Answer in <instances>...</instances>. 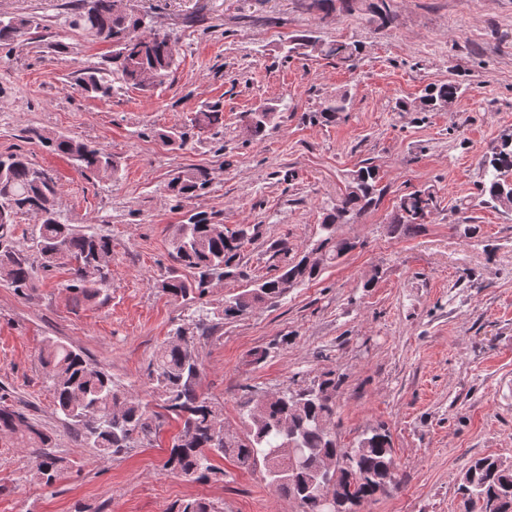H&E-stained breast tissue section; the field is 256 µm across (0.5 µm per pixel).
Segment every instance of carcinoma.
Here are the masks:
<instances>
[{
  "label": "carcinoma",
  "mask_w": 512,
  "mask_h": 512,
  "mask_svg": "<svg viewBox=\"0 0 512 512\" xmlns=\"http://www.w3.org/2000/svg\"><path fill=\"white\" fill-rule=\"evenodd\" d=\"M355 0H309L308 8L326 18L347 11ZM392 0L369 4L367 22L378 28L392 24ZM69 26L81 29L112 44V71L89 68L83 72L81 87L94 97L109 100L127 86L149 92L161 85L176 64L171 35L153 30L143 34L144 17L121 8L119 0H77L67 18ZM40 26L36 16H0V47L19 45L31 30ZM316 53L325 58L352 62L360 54L356 44L324 41L303 35L290 41L286 56ZM460 86L454 82L432 83L419 97L423 112L442 111L458 98ZM348 111L347 95L325 101L320 117L335 121ZM192 128L202 134L224 127L223 112L208 106L195 113ZM165 144L184 146L189 133L180 127L157 132ZM29 138L57 154L78 163L106 181L120 178V164L100 145L62 132L29 130ZM209 182L203 168L173 172L168 189L182 204ZM481 202L507 213L512 210V136L492 146L482 162L477 184ZM383 188L374 166L365 163L351 171L346 192L322 207L318 239L298 252L282 240L275 251V274L255 279L250 287L211 305L207 300L214 282L247 277L242 265L246 248L259 234L257 224H237L231 230L211 223V216L196 212L177 225L171 240V258L176 267L158 287L161 291L197 305V318L177 325L155 350L147 378L158 406L181 422V431L164 463L165 469L190 479H219L223 471L214 457L226 455L243 467L263 462L269 483L286 496L299 501L300 512H325L322 495L340 492L337 512H355V507L372 500L400 483L392 454L391 437L378 427L365 433L352 448H345L333 432L336 390L340 379L328 370L306 388H286L255 396L244 387L242 419L246 427L243 442L224 441V406L198 391L200 361L198 345L220 323L241 319L257 308L273 304L292 289L317 279L329 265L351 253L358 241L337 235L340 224L357 223L379 202ZM57 184L48 170L31 163L20 152L0 154V276L14 292L26 295L34 288L38 270L66 265L71 278L66 285L75 297L93 301L106 294L111 271L106 265L112 256V240L90 225L75 224L57 207ZM437 206L433 193L409 191L399 197L388 230L409 236L427 222ZM38 217L25 248L14 235L20 214ZM36 252L37 260L31 259ZM45 382L53 392L56 408L75 430L77 439L106 457L121 456L153 433L154 414L132 392L121 389L82 353L58 340H45L40 351ZM15 438L21 448L35 453L32 477L41 485L54 484L61 460L53 451L52 437L27 415L6 404L0 405V433ZM299 458L292 473L277 469L273 454ZM345 469L338 478L339 489L318 486V467L336 459ZM462 512H512V462L499 457L473 461L457 487ZM171 512H217L202 499L177 504Z\"/></svg>",
  "instance_id": "cac0c4a2"
}]
</instances>
